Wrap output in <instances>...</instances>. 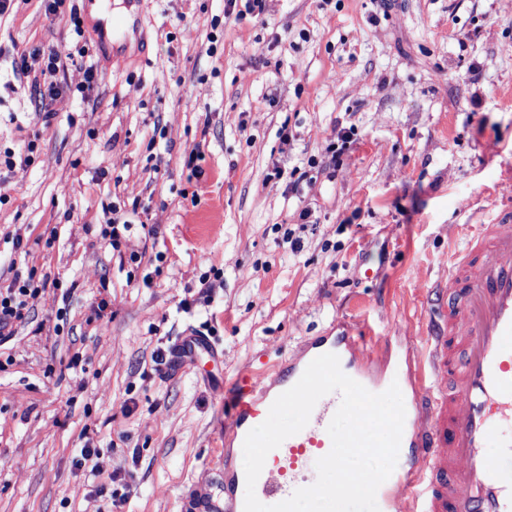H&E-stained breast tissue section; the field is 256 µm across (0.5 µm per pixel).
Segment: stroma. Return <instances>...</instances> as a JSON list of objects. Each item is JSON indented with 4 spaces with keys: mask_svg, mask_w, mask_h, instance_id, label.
Here are the masks:
<instances>
[{
    "mask_svg": "<svg viewBox=\"0 0 512 512\" xmlns=\"http://www.w3.org/2000/svg\"><path fill=\"white\" fill-rule=\"evenodd\" d=\"M224 5L142 0L113 71L74 31L82 0L0 13V283L50 280L0 342V512L211 495L225 388L351 317L404 356L428 288L512 207V0H263L239 21ZM116 206L133 227L115 250ZM196 330L214 355L159 374L154 351Z\"/></svg>",
    "mask_w": 512,
    "mask_h": 512,
    "instance_id": "35a3bbf8",
    "label": "stroma"
}]
</instances>
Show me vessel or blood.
Masks as SVG:
<instances>
[{
    "mask_svg": "<svg viewBox=\"0 0 512 512\" xmlns=\"http://www.w3.org/2000/svg\"><path fill=\"white\" fill-rule=\"evenodd\" d=\"M138 0H126L127 19L95 23L100 54L120 61L124 48L112 40L116 29L140 31ZM447 296L437 297L439 316L422 333L424 350L408 360L411 395L405 407L400 449L411 452L408 470L393 471L376 494L380 512H512V478L503 473L492 447L512 449V214L481 224L467 250L449 271ZM203 336L183 337L164 365L180 368L185 359L212 353ZM336 354L343 372L370 392H380L376 368L389 353L348 325L306 337L294 355L270 370L253 374L224 423V445L243 447L247 433L267 417L275 399L292 387L316 357ZM340 393L321 398L308 425L266 457L257 480V498L273 505L303 487L300 475L329 453L327 426ZM245 474L225 462L218 494L184 502L182 512H244L240 489ZM403 488L396 497L395 488Z\"/></svg>",
    "mask_w": 512,
    "mask_h": 512,
    "instance_id": "obj_1",
    "label": "vessel or blood"
}]
</instances>
